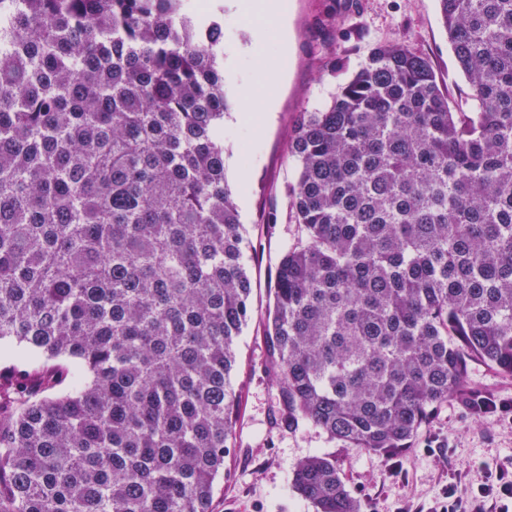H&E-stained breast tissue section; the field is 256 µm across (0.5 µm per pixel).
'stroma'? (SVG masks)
Masks as SVG:
<instances>
[{"instance_id": "stroma-1", "label": "stroma", "mask_w": 512, "mask_h": 512, "mask_svg": "<svg viewBox=\"0 0 512 512\" xmlns=\"http://www.w3.org/2000/svg\"><path fill=\"white\" fill-rule=\"evenodd\" d=\"M250 0H211L224 20V75L231 109L224 117V164L236 191L245 229V262L252 283L251 318L238 339L232 383L241 392L236 442L214 494V512H314L293 492L295 465L315 453L330 454L361 512H440L447 494L468 501L512 463V413H476L463 396L435 407L408 448L390 457L333 441L302 421L287 425L279 388L269 369L266 314L275 266L298 236L288 221V187L294 182L288 137L299 113L328 104L379 42L403 41L431 61L452 103L472 105L471 87L448 44L437 0H287L283 26H270L266 52L255 61ZM345 16L356 37L344 38L332 14ZM344 26V27H345ZM275 78L276 110L260 130L242 116L251 106L243 86L261 88ZM467 390L512 405V377L472 364Z\"/></svg>"}]
</instances>
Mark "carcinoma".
<instances>
[{
	"mask_svg": "<svg viewBox=\"0 0 512 512\" xmlns=\"http://www.w3.org/2000/svg\"><path fill=\"white\" fill-rule=\"evenodd\" d=\"M437 2L474 109L397 41L301 113L266 314L288 422L385 456L512 376V0ZM224 85L186 0H0V512H212L251 317ZM292 486L360 512L328 454Z\"/></svg>",
	"mask_w": 512,
	"mask_h": 512,
	"instance_id": "cac0c4a2",
	"label": "carcinoma"
}]
</instances>
